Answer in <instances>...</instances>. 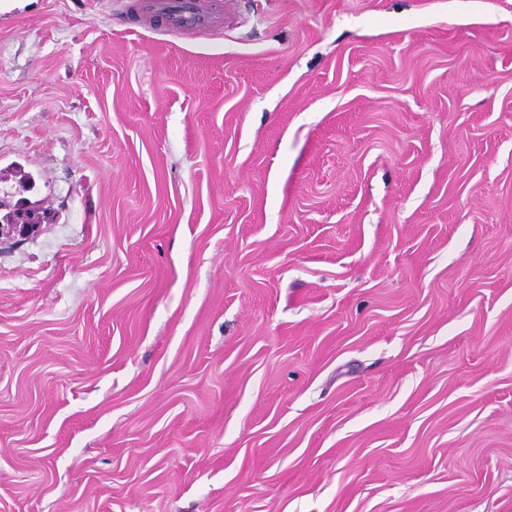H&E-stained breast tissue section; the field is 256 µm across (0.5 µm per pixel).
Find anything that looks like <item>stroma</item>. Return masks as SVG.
Here are the masks:
<instances>
[{
    "label": "stroma",
    "instance_id": "1",
    "mask_svg": "<svg viewBox=\"0 0 512 512\" xmlns=\"http://www.w3.org/2000/svg\"><path fill=\"white\" fill-rule=\"evenodd\" d=\"M218 4L0 0V512H512V0ZM141 8L148 15L162 17L177 33L206 29L215 19V7L209 0H142Z\"/></svg>",
    "mask_w": 512,
    "mask_h": 512
}]
</instances>
